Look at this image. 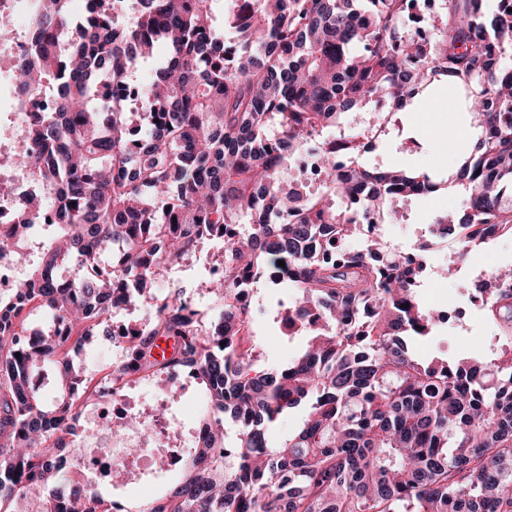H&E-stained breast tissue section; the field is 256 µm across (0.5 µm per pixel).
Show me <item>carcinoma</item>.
<instances>
[{"instance_id":"cac0c4a2","label":"carcinoma","mask_w":512,"mask_h":512,"mask_svg":"<svg viewBox=\"0 0 512 512\" xmlns=\"http://www.w3.org/2000/svg\"><path fill=\"white\" fill-rule=\"evenodd\" d=\"M77 39L59 33L69 0H44L29 53L15 63L29 98L56 102L21 127L15 165L43 186L21 221L0 228V260L28 267L0 296V512H512V268L487 277L481 308L498 340L481 361L420 359L408 346L439 328L422 304L429 245L403 250L379 232L390 202L439 190L426 173L365 166L341 138L317 159V194L281 177L285 159L341 127L376 96L400 111L443 79L481 134L446 188L466 208L429 232L457 241L448 271L476 247L512 237V0H444L435 40L399 35L411 0H87ZM236 34L228 41L224 30ZM160 58L128 112L117 97L136 64ZM357 198V224L332 199ZM251 223L240 234L243 219ZM224 243V275L209 290L223 309L211 327L181 291L152 286L206 241ZM112 250V264L102 254ZM288 260L287 336L306 348L285 365L257 363L258 313L241 303L254 273ZM117 308L153 310L112 379L156 382L184 365L204 385L206 433L157 497L123 505L102 489L63 499L77 481L69 451L79 408L99 384L72 353L112 335ZM161 338L174 340L156 356ZM303 412L276 437L279 418ZM125 429L154 427L133 413Z\"/></svg>"}]
</instances>
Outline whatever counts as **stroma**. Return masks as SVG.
Returning a JSON list of instances; mask_svg holds the SVG:
<instances>
[{
	"mask_svg": "<svg viewBox=\"0 0 512 512\" xmlns=\"http://www.w3.org/2000/svg\"><path fill=\"white\" fill-rule=\"evenodd\" d=\"M448 85L446 81L431 84L423 93L416 96L401 111L396 112L384 136L374 150L364 154L362 164H379L397 167L408 171L428 174L433 181L447 179L449 173L459 167L461 156L469 148L468 141H435L430 136L431 128L444 117H451L452 127H468L469 119L464 113H448ZM467 195L464 189L450 192H437L417 196L408 200H398L393 204L394 215L381 232L391 243L403 249H412L428 240L429 224L449 211H459L465 206ZM220 242L207 243L203 249L181 271L161 277L154 285L157 297H165L178 286H190L202 278V268L208 257L217 253ZM512 266V238L489 242L472 252L461 271L452 280L431 276L420 289L419 295L425 307L444 312H454L465 305L469 279L479 272H492L500 267ZM287 289L269 288L259 283L255 288V299L262 304L265 316L259 326L262 335L257 352L258 361L264 366H277L288 362L302 353L305 341L302 338H288L281 334L278 324L271 314L277 309L279 299L287 296ZM469 326L467 335H457L454 328L441 327L436 336L419 339L414 343L416 354L422 358L471 356L483 358L484 346L491 335L488 324L480 319L479 310H471L466 316Z\"/></svg>",
	"mask_w": 512,
	"mask_h": 512,
	"instance_id": "obj_1",
	"label": "stroma"
}]
</instances>
